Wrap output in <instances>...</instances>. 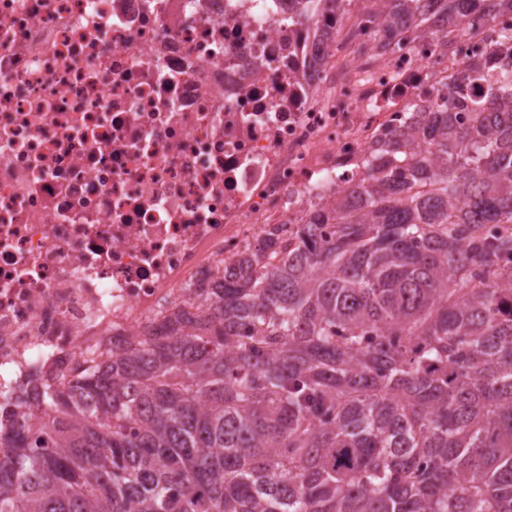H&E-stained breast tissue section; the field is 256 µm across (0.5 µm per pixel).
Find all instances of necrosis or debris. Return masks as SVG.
<instances>
[{"mask_svg":"<svg viewBox=\"0 0 512 512\" xmlns=\"http://www.w3.org/2000/svg\"><path fill=\"white\" fill-rule=\"evenodd\" d=\"M300 88L288 0H0V386L63 382L197 300L271 224L334 203L395 125L498 31ZM356 62V61H355Z\"/></svg>","mask_w":512,"mask_h":512,"instance_id":"obj_1","label":"necrosis or debris"}]
</instances>
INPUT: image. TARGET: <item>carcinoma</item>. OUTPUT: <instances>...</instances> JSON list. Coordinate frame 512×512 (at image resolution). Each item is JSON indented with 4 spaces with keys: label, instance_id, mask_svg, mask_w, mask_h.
<instances>
[{
    "label": "carcinoma",
    "instance_id": "carcinoma-1",
    "mask_svg": "<svg viewBox=\"0 0 512 512\" xmlns=\"http://www.w3.org/2000/svg\"><path fill=\"white\" fill-rule=\"evenodd\" d=\"M351 2L288 3L310 59ZM367 2L377 57L512 11ZM413 116L197 311L0 390V512H512V66L463 63Z\"/></svg>",
    "mask_w": 512,
    "mask_h": 512
}]
</instances>
